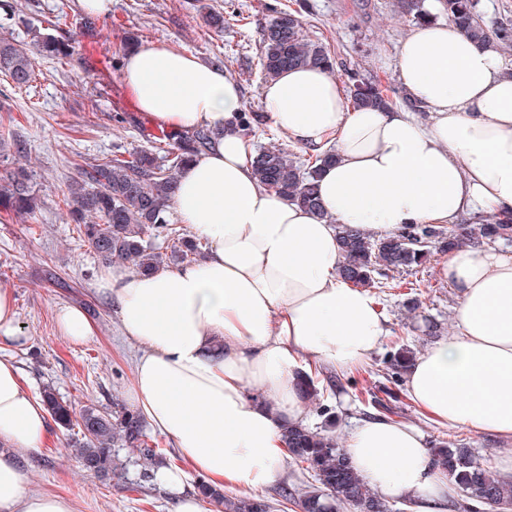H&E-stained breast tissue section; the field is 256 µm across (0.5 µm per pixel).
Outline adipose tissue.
Wrapping results in <instances>:
<instances>
[{"mask_svg":"<svg viewBox=\"0 0 512 512\" xmlns=\"http://www.w3.org/2000/svg\"><path fill=\"white\" fill-rule=\"evenodd\" d=\"M396 69L425 116L354 107L320 68L265 84L269 121L296 144L335 154L315 180L318 214L255 178L228 71L163 43L128 53L124 80L141 112L215 134L174 199L179 223L208 240L207 256L150 274L113 268L99 281L143 347L128 398L185 462L155 472L174 512H209L187 485L192 471L243 492L285 479L282 427L305 416L299 377L360 368L389 336L376 298L339 274L340 225L383 236L512 213V67L452 25L429 22L401 41ZM439 275L458 299L456 330L415 358L407 397L437 425L512 442V254L460 248ZM28 342L12 291L0 288V512H76L71 498L29 487L24 455L43 447L50 425L5 354ZM343 450L375 492L409 497L413 512H446L455 494L422 432L400 420H358Z\"/></svg>","mask_w":512,"mask_h":512,"instance_id":"obj_1","label":"adipose tissue"}]
</instances>
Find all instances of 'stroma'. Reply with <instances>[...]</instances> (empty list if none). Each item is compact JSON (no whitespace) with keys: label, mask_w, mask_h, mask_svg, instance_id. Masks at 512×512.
Listing matches in <instances>:
<instances>
[{"label":"stroma","mask_w":512,"mask_h":512,"mask_svg":"<svg viewBox=\"0 0 512 512\" xmlns=\"http://www.w3.org/2000/svg\"><path fill=\"white\" fill-rule=\"evenodd\" d=\"M62 10L76 41L71 61L60 65L35 54L39 77L31 93L0 80V131L11 130L25 141L22 162L34 174L38 197L36 214L28 221L0 210V288L13 292L17 320L30 338L27 346L10 351L26 389L37 396L50 385L76 408L111 412L128 404L140 348L124 336L109 301L97 292L104 266L79 240L64 195L79 164L118 149H139L153 128L123 78L127 44L167 43L205 64L222 63L240 86L243 111L260 112L266 82L260 65L262 29L275 12L295 10L304 35L334 53L335 80L346 83L350 71L377 79L394 88L393 103L401 106L405 100L396 91L395 61L413 23L397 0H110L88 37L78 0H0V35L30 42L33 30L46 28ZM214 14L223 16V25L209 24ZM444 258L433 253L427 263L400 273L399 287L374 289L391 334L365 368L337 377L335 391L308 401L307 426L322 428L326 405L336 419V438H344L355 420L379 414L371 399L383 394L385 360L396 345L423 351L433 337L426 330L431 321L438 323L439 335L454 331L455 293L437 273ZM66 304L86 310L93 336L77 343L63 333L56 309ZM394 392L398 419L420 429L426 441L460 440L492 468L512 456V443L436 426L421 417L403 387ZM70 441V432L55 424L41 450L26 455L33 490L66 495L78 512H173L167 492L138 487L139 467L128 450L119 452L124 474L105 480L82 469Z\"/></svg>","instance_id":"35a3bbf8"}]
</instances>
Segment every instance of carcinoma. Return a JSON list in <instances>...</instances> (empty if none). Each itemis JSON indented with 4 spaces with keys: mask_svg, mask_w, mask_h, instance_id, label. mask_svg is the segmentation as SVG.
<instances>
[{
    "mask_svg": "<svg viewBox=\"0 0 512 512\" xmlns=\"http://www.w3.org/2000/svg\"><path fill=\"white\" fill-rule=\"evenodd\" d=\"M401 9L421 23L431 19L424 0H399ZM448 22L476 43L489 47L512 46V23L486 24L478 11V0H443ZM40 52L66 61L72 45L52 34H36ZM261 65L268 78L292 67L322 66L334 70L331 50L302 34L298 12L281 10L263 33ZM0 75L13 88L30 90L37 81L35 62L27 48L12 37H0ZM349 98L357 107L390 104L388 88L379 81L348 77ZM263 125V115L242 112L238 126L253 135ZM151 147L114 153L78 168L65 196L66 206L80 238L87 242L105 265L122 261L140 273L192 263L202 258L208 242L187 233L171 222L178 177L192 159L212 148L214 133L199 128L188 135L161 131L147 135ZM23 145L10 132L0 133V208L29 216L36 208L32 174L20 164ZM334 154H312L307 163L296 161L283 148L256 152L253 173L264 186L315 212L321 211L315 179L321 166ZM511 242L512 217L473 216L469 223L448 229L436 224H407L392 236H372L342 227L339 239L341 276L355 286H370L374 275L384 271L405 272L423 265L431 248L450 252L466 241ZM413 351L405 345L389 353L386 364L398 376L407 368ZM43 402L56 424L77 429L73 444L81 467L100 477L117 473V448L136 450L144 463L143 481L153 478L151 466L159 458L145 440L144 420L135 411L109 414L92 406L76 410L51 386L42 393ZM290 458L305 464L314 484L290 500L299 512H385V504L358 474L336 439L325 430L290 424L284 430ZM435 464L448 473V480L469 500L491 510L512 502V479L501 477L478 462L470 451L454 440L442 441L431 449ZM201 496L224 512H268L262 499L226 496L206 481L198 485Z\"/></svg>",
    "mask_w": 512,
    "mask_h": 512,
    "instance_id": "1",
    "label": "carcinoma"
}]
</instances>
